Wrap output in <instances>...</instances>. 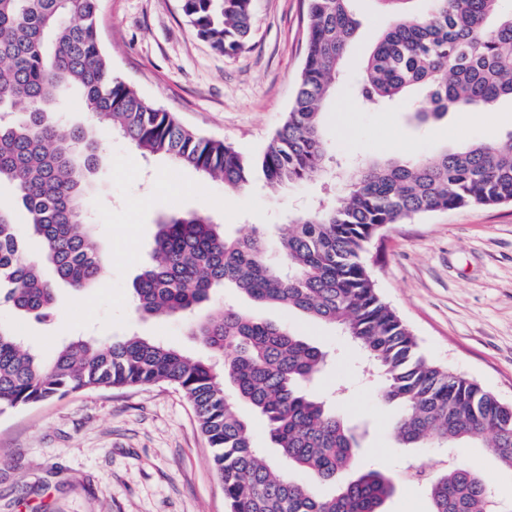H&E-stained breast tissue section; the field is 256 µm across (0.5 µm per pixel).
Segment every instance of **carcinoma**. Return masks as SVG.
I'll use <instances>...</instances> for the list:
<instances>
[{"label": "carcinoma", "mask_w": 512, "mask_h": 512, "mask_svg": "<svg viewBox=\"0 0 512 512\" xmlns=\"http://www.w3.org/2000/svg\"><path fill=\"white\" fill-rule=\"evenodd\" d=\"M99 2L0 0V182L14 186L28 234L42 250L37 258L28 254L15 207L1 203L0 302L18 316L49 317L56 282L87 292L105 266L87 217L89 158H97L99 145L96 130L62 122L71 92L97 123L144 156L191 167L228 191H246L256 179L277 190L323 172L325 102L359 30L352 0H307L306 58L294 100L263 150L245 156L185 128L113 75L98 36ZM407 2L378 0L392 23L368 56L358 97L381 106L415 92L423 97L414 111L420 124L512 99V8L505 0H430L421 14L407 12ZM181 9L215 51L247 47L252 0H182ZM21 104L25 111L3 121ZM338 178L343 194L295 215L272 246L265 229L229 238L201 211L158 222L153 259L133 283L135 311L183 318L224 356L222 373L140 336L106 343L76 337L44 364L12 324L0 322V412L86 388L166 383L196 412L230 512H386L390 479L375 468L348 476L359 439L324 400L303 390L326 352L235 307L216 305L198 316L227 286L260 305L279 304L340 328L377 369L378 401L399 408L392 434L400 447H488L512 471V404L427 360L381 297L365 258L381 231L416 215L512 203V133L434 157L366 158ZM45 263L54 278L46 277ZM226 381L264 416L288 470L254 446L224 393ZM327 485L332 492L318 491ZM426 492L430 512H506L471 466H448L427 480Z\"/></svg>", "instance_id": "1"}]
</instances>
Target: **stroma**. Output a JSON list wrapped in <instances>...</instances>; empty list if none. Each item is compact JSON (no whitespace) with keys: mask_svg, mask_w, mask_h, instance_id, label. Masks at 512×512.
I'll return each instance as SVG.
<instances>
[{"mask_svg":"<svg viewBox=\"0 0 512 512\" xmlns=\"http://www.w3.org/2000/svg\"><path fill=\"white\" fill-rule=\"evenodd\" d=\"M247 48L216 53L200 39L181 0H100L97 26L114 76L174 113L187 127L258 154L282 123L306 55L304 0H253ZM360 23L344 78L328 103L330 158L433 156L512 133V101L485 111L449 113L418 124L411 101L389 110L361 106L355 86L377 36L389 26L375 0H353ZM92 173L90 206L108 255L100 284L79 293L57 286L48 320L25 318L21 332L43 360L79 334L108 341L144 336L201 359L212 353L179 318H144L131 288L151 257L156 225L174 212L208 207L231 238L289 217L341 193L324 174L273 193L263 185L236 193L218 180L161 158L145 159L104 130ZM150 196L148 210L129 200ZM367 264L382 298L416 336L424 355L512 403V204L440 210L388 226L368 246ZM218 304L256 311L327 350L330 365L312 383L335 398L337 414L360 435L355 467L387 471L396 482L388 512H429L424 487L408 466L442 472L449 459L473 466L498 497L512 503V473L487 448L398 447L393 409L375 400V378L361 353L333 326L278 305L256 306L232 288ZM0 512H229L212 450L195 411L173 387L94 389L0 413Z\"/></svg>","mask_w":512,"mask_h":512,"instance_id":"obj_1","label":"stroma"}]
</instances>
